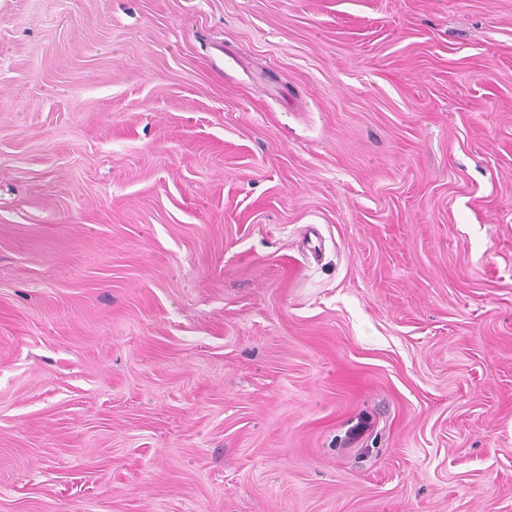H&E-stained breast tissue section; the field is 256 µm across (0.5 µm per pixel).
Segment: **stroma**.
Listing matches in <instances>:
<instances>
[{"instance_id":"stroma-1","label":"stroma","mask_w":512,"mask_h":512,"mask_svg":"<svg viewBox=\"0 0 512 512\" xmlns=\"http://www.w3.org/2000/svg\"><path fill=\"white\" fill-rule=\"evenodd\" d=\"M0 512H512V0H0Z\"/></svg>"}]
</instances>
